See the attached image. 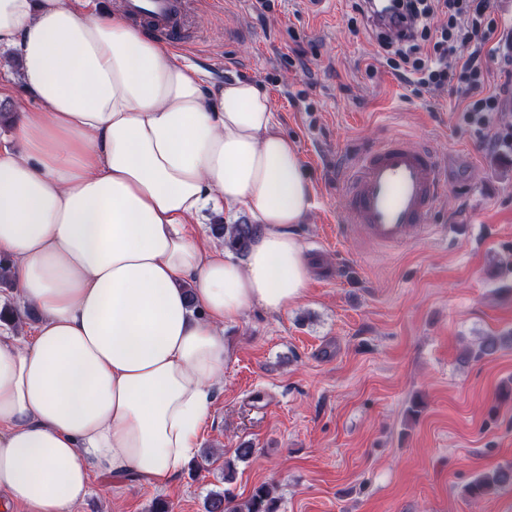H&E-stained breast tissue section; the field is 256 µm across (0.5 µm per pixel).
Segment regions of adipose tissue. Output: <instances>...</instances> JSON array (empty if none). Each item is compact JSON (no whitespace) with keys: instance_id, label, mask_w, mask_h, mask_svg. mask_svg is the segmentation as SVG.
I'll use <instances>...</instances> for the list:
<instances>
[{"instance_id":"adipose-tissue-1","label":"adipose tissue","mask_w":512,"mask_h":512,"mask_svg":"<svg viewBox=\"0 0 512 512\" xmlns=\"http://www.w3.org/2000/svg\"><path fill=\"white\" fill-rule=\"evenodd\" d=\"M94 0H0V49L35 102L0 144V258L42 314L0 331V507L72 512L93 476L163 488L224 377V326L300 300L297 145L254 82L208 81ZM244 206V258L186 225Z\"/></svg>"}]
</instances>
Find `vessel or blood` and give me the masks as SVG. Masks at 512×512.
<instances>
[{"label":"vessel or blood","instance_id":"vessel-or-blood-1","mask_svg":"<svg viewBox=\"0 0 512 512\" xmlns=\"http://www.w3.org/2000/svg\"><path fill=\"white\" fill-rule=\"evenodd\" d=\"M124 9L162 37L174 39L181 32L180 0H124ZM447 190L448 176L436 154L391 137L360 154L344 196L351 225L389 246L406 242L411 232L428 231Z\"/></svg>","mask_w":512,"mask_h":512}]
</instances>
